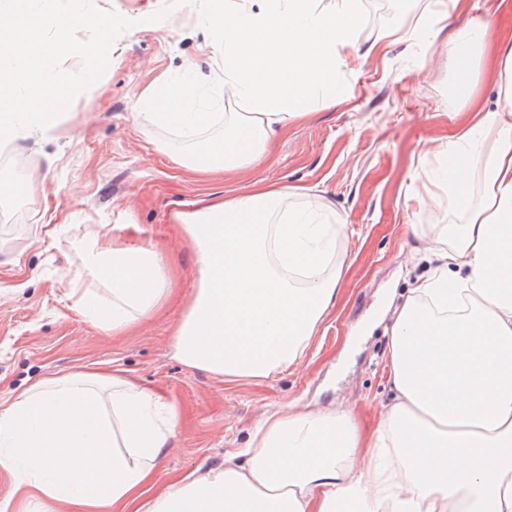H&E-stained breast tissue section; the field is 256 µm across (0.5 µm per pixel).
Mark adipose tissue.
<instances>
[{"mask_svg":"<svg viewBox=\"0 0 512 512\" xmlns=\"http://www.w3.org/2000/svg\"><path fill=\"white\" fill-rule=\"evenodd\" d=\"M361 0H211L215 100L247 104L224 115V135L194 152L195 174L232 173L266 159L312 102L341 103L348 61L376 55L361 37ZM480 55H473L472 46ZM443 51L458 69L474 119L432 139L418 180L435 208L483 198L463 224L420 236L435 257L396 309L388 387L371 433L354 407L273 413L218 465L159 481L178 426L172 402L129 377L78 370L44 378L0 402V468L15 473L25 512H512V30L465 26ZM481 74L492 96L480 98ZM142 97L154 127L195 141L215 118L187 72L177 93ZM173 218L196 248L199 285L175 326L171 355L227 382L302 362L336 306L345 256L310 189L251 183L199 199ZM78 310L113 334L134 330L171 291L153 246L79 242Z\"/></svg>","mask_w":512,"mask_h":512,"instance_id":"1","label":"adipose tissue"}]
</instances>
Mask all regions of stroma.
Returning <instances> with one entry per match:
<instances>
[{"label": "stroma", "mask_w": 512, "mask_h": 512, "mask_svg": "<svg viewBox=\"0 0 512 512\" xmlns=\"http://www.w3.org/2000/svg\"><path fill=\"white\" fill-rule=\"evenodd\" d=\"M94 3L134 20V28L115 40L107 70L59 117L52 137L10 142L9 156H0V168L24 174L28 187L24 209L0 207V401L38 379L94 363L125 370L178 409L179 430L159 465L162 480L220 463L243 446L261 416L293 402L323 409L352 403L375 424L389 398L385 303L392 295L404 300L429 271L411 228L464 219L416 196L424 144L470 117L451 89L453 65L436 43L478 12H495V0L444 20L420 18L415 0H362L364 40L395 26L411 30L410 39L352 63L344 72L353 88L347 102L318 108L289 128L267 160L233 177L187 173L188 146L141 113L139 99L158 79L178 80L191 66L208 74V33L196 8L178 7L153 23L149 17L164 0ZM495 14L498 26L512 27V13ZM253 182L312 188L339 220L337 249L353 263L300 365L228 383L171 357L173 328L199 279L194 245L174 225L171 203L189 210L202 196ZM74 184L81 188L76 199L67 192ZM87 234L161 248L172 292L140 331L115 336L80 317L70 291L76 254L69 241Z\"/></svg>", "instance_id": "1"}]
</instances>
